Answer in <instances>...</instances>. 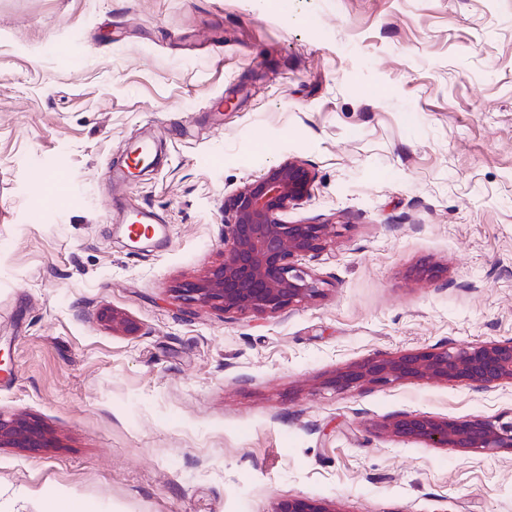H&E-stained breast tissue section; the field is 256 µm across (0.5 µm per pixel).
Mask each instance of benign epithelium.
I'll use <instances>...</instances> for the list:
<instances>
[{
    "label": "benign epithelium",
    "instance_id": "obj_1",
    "mask_svg": "<svg viewBox=\"0 0 512 512\" xmlns=\"http://www.w3.org/2000/svg\"><path fill=\"white\" fill-rule=\"evenodd\" d=\"M314 175L306 163L288 158L273 164L224 201L221 259L197 280L175 289L183 303L208 305L224 313L273 315L320 295L319 279L302 265L317 252L328 225L290 224L282 214L311 194ZM112 331L135 336L138 325L116 310L106 316ZM431 379L488 389L512 382V339L480 345L438 347L430 351L367 357L337 368L328 384L345 390L361 384ZM393 437L422 442L430 448L464 452L512 451V419L472 416L449 419L400 412L383 423ZM42 448L40 429L24 415L0 413V446ZM275 512H336L304 497L281 501Z\"/></svg>",
    "mask_w": 512,
    "mask_h": 512
}]
</instances>
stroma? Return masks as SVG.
<instances>
[{"label":"stroma","instance_id":"obj_1","mask_svg":"<svg viewBox=\"0 0 512 512\" xmlns=\"http://www.w3.org/2000/svg\"><path fill=\"white\" fill-rule=\"evenodd\" d=\"M144 137L155 166L113 189ZM290 157L315 182L284 220L332 226L304 260L320 296L183 309L225 198ZM136 211L158 233L134 246ZM510 338L512 0H0V412L50 439L0 447V512L55 491L101 512H512V452L382 430L510 416L512 383H325ZM275 512H338L329 508L325 503L304 497L289 498L281 501Z\"/></svg>","mask_w":512,"mask_h":512}]
</instances>
